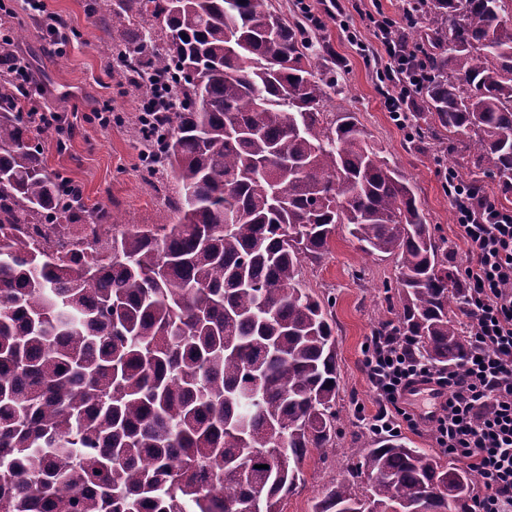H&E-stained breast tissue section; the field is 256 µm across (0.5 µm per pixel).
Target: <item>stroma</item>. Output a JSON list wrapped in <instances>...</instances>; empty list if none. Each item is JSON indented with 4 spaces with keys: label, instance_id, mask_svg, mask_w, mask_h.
I'll use <instances>...</instances> for the list:
<instances>
[{
    "label": "stroma",
    "instance_id": "1",
    "mask_svg": "<svg viewBox=\"0 0 512 512\" xmlns=\"http://www.w3.org/2000/svg\"><path fill=\"white\" fill-rule=\"evenodd\" d=\"M48 11L65 17L78 32L64 55H50L37 17L24 16L23 37L15 46L26 55L47 92L46 106L58 112H87L111 105L116 115L110 127L79 122L65 152L56 149L54 133H40L47 165L82 184L93 221L99 210L121 217L127 224H152L167 195L175 189L166 181L148 185L140 154L141 93L133 91L124 74L112 64L103 45L120 36V27L104 30L102 20L112 14L113 0H45ZM342 20L322 16L312 34L319 53L317 66L325 81L336 84L329 119L355 113L369 144L414 185L417 198L436 238L448 243V264L464 268L466 257L457 243L456 220L448 199L445 168L467 176L465 155L436 151L429 141L409 138L384 104L372 51L374 20L399 19L403 0H340ZM397 274L395 257L365 254L347 227H339L330 250L321 260L304 261L302 278L312 293L334 301L339 390L336 395V436L327 448L311 451L303 480L283 503V512H313L324 491L347 477L355 462L367 422L376 410L375 394L363 370L362 347L380 311L386 307V283Z\"/></svg>",
    "mask_w": 512,
    "mask_h": 512
}]
</instances>
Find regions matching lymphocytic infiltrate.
<instances>
[{
    "label": "lymphocytic infiltrate",
    "mask_w": 512,
    "mask_h": 512,
    "mask_svg": "<svg viewBox=\"0 0 512 512\" xmlns=\"http://www.w3.org/2000/svg\"><path fill=\"white\" fill-rule=\"evenodd\" d=\"M4 28L0 15V71L30 91L24 113L31 125L55 131L58 149H65L76 130L74 120L42 108L44 87L24 55L5 51L12 38ZM374 37L376 62L388 83L385 106L397 122H405L424 82V51L405 44L393 19L378 24ZM448 183L466 247L464 328L472 350L464 365L441 367L419 356L410 339L389 350L383 337H368L363 367L377 401L369 428L377 435L419 428L413 410L403 407L402 395L419 381L436 384L448 394L435 421L437 444L474 475L478 491L471 512H512V210L489 201L472 203L469 189L456 176H449Z\"/></svg>",
    "instance_id": "lymphocytic-infiltrate-1"
}]
</instances>
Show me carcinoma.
Wrapping results in <instances>:
<instances>
[{
    "label": "carcinoma",
    "instance_id": "1",
    "mask_svg": "<svg viewBox=\"0 0 512 512\" xmlns=\"http://www.w3.org/2000/svg\"><path fill=\"white\" fill-rule=\"evenodd\" d=\"M405 8L427 18L408 36L427 55L414 135L465 136L474 175L512 196V0ZM136 17L106 50L179 75L152 119L165 149L146 142L145 180L163 170L178 187L156 224L118 230L102 211L86 240L83 192L60 196L0 82V512H283L309 451L336 436L332 302L302 262L341 224L395 256L398 311L374 329L444 366L471 350L466 289L355 114L327 121L333 84L300 20L265 0H115L112 21ZM470 494L443 456L375 435L315 512H466Z\"/></svg>",
    "mask_w": 512,
    "mask_h": 512
}]
</instances>
